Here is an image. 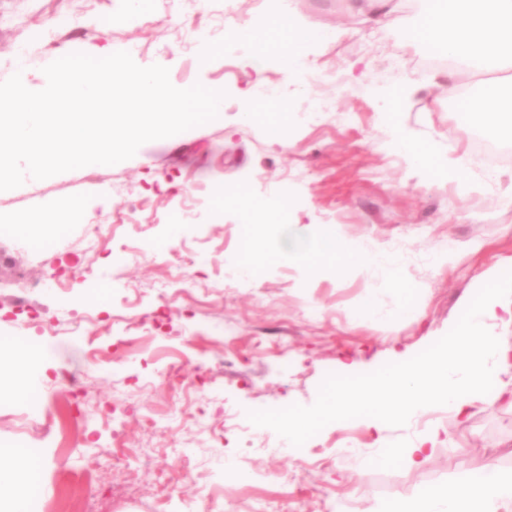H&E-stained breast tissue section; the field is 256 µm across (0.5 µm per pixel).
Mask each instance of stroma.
I'll return each instance as SVG.
<instances>
[{"mask_svg":"<svg viewBox=\"0 0 512 512\" xmlns=\"http://www.w3.org/2000/svg\"><path fill=\"white\" fill-rule=\"evenodd\" d=\"M233 11L225 17L224 0H152L143 13L128 0H0V82L18 72L43 89L44 66L106 45L138 65L163 64L175 87L226 93L215 120L147 142L131 159L0 191V226L35 227L48 211L85 203L62 242L43 249L0 233V338L48 354L26 392L0 380V449L19 443L16 415L33 425L40 490L30 512H90L97 502L107 512H199L204 501L216 512H376L394 491L462 487L490 461L512 469V407L495 401L463 420L429 412L467 451L436 449L413 470H363L336 450L378 439L396 446L426 422L325 427L297 456L255 425L266 410L317 409L333 386L426 356L489 281L512 279V158L489 165L475 153L478 132L455 108L447 67L426 65L427 48L405 38L422 13L416 0H235ZM274 11L317 37L304 85L276 63L258 72L246 51L221 49L226 26L254 29ZM336 29L341 37L324 40ZM260 82L287 99V124L241 122V95ZM406 84L402 108L383 114L375 87ZM394 130L431 151L434 172L388 149ZM452 156L461 160L454 177ZM240 182L264 198L294 193L296 235L331 229L370 248L403 246L401 270L422 306L385 333L358 314L368 295L393 311L384 270L309 276L282 260L237 276L230 261L241 222L209 206L217 187ZM115 214L134 221L113 236L92 234ZM444 241L454 259L441 265ZM90 246L94 274L79 264ZM124 246L139 248V260L114 261ZM190 252L201 265L187 282L166 283L167 260ZM24 278L45 286L18 298ZM102 292L101 309L93 300ZM31 310L41 321L28 319ZM121 315L136 328L118 323ZM90 347L104 353L103 366L87 365ZM172 363L180 381L165 373ZM110 408L124 412L118 448L98 421Z\"/></svg>","mask_w":512,"mask_h":512,"instance_id":"stroma-1","label":"stroma"}]
</instances>
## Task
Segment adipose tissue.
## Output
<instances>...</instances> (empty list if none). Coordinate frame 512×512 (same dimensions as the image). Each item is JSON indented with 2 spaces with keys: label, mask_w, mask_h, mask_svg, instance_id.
I'll list each match as a JSON object with an SVG mask.
<instances>
[{
  "label": "adipose tissue",
  "mask_w": 512,
  "mask_h": 512,
  "mask_svg": "<svg viewBox=\"0 0 512 512\" xmlns=\"http://www.w3.org/2000/svg\"><path fill=\"white\" fill-rule=\"evenodd\" d=\"M411 41L437 54L457 58L467 68L495 73L479 101L459 99L460 111L472 125L493 137L512 141V0H428L423 22L407 31ZM310 37L296 22L271 13L256 32L238 31L227 48H248L252 56L274 59L290 73L306 71L303 48ZM512 290L488 288L469 305L465 319L448 340L426 357L390 366L375 378L328 391L314 413L291 414L275 422L282 438L293 442L304 433L355 421L376 430L397 422L415 421L441 405L457 418H467L476 402L512 397ZM438 434L420 436L401 448L376 445L362 453L366 468L397 462L419 468L432 458ZM37 464L15 456L0 468V496L13 512H29L31 475ZM384 512H512V472L490 465L480 481L465 488H434L414 498L389 497Z\"/></svg>",
  "instance_id": "ef3b65f1"
}]
</instances>
